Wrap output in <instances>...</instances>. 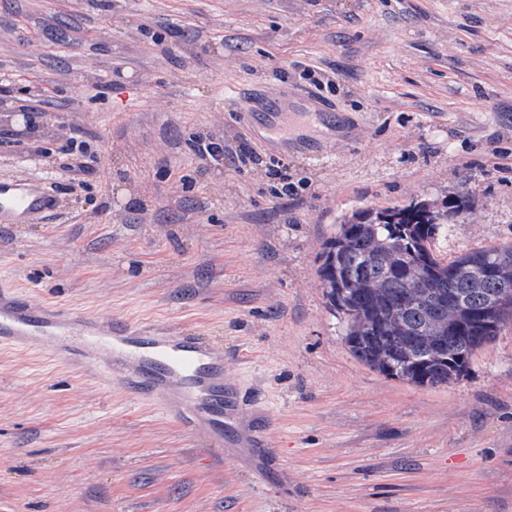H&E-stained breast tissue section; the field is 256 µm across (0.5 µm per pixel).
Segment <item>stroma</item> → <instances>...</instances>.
Wrapping results in <instances>:
<instances>
[{"mask_svg":"<svg viewBox=\"0 0 512 512\" xmlns=\"http://www.w3.org/2000/svg\"><path fill=\"white\" fill-rule=\"evenodd\" d=\"M1 79L5 107L43 93L28 126L0 121V178L60 206L0 226V283L210 336L273 465L216 466L223 444L120 384L0 352V512H512V321L420 387L351 354L318 275L362 208L461 194L435 254L512 245V0H0ZM277 85L352 136L269 154L224 91ZM73 130L102 173L72 192L53 160ZM201 134L223 164L191 151Z\"/></svg>","mask_w":512,"mask_h":512,"instance_id":"35a3bbf8","label":"stroma"}]
</instances>
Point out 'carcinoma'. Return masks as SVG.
Returning <instances> with one entry per match:
<instances>
[{"label":"carcinoma","mask_w":512,"mask_h":512,"mask_svg":"<svg viewBox=\"0 0 512 512\" xmlns=\"http://www.w3.org/2000/svg\"><path fill=\"white\" fill-rule=\"evenodd\" d=\"M466 206L450 197L440 206L419 201L362 208L323 243L319 276L328 308L343 323L349 350L371 369L419 386L447 385L498 336V325L512 320L511 245L470 251L448 263L432 250ZM422 277L429 279L424 296L408 299L407 288ZM448 303L459 307L462 328L434 346L425 340L426 329ZM394 308L393 329L366 331Z\"/></svg>","instance_id":"cac0c4a2"}]
</instances>
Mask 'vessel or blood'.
<instances>
[{
    "instance_id": "b4317fda",
    "label": "vessel or blood",
    "mask_w": 512,
    "mask_h": 512,
    "mask_svg": "<svg viewBox=\"0 0 512 512\" xmlns=\"http://www.w3.org/2000/svg\"><path fill=\"white\" fill-rule=\"evenodd\" d=\"M282 88H264L244 98L240 118L247 128L261 127V142L277 156L303 153L320 157L321 139L293 130L291 114L277 104ZM59 200L36 178L0 180V224H37ZM0 350L45 353L66 358L82 374L103 381L118 379L135 398L161 407L185 431L210 439L225 438V458L267 447L269 435L241 421L239 397L224 374V352L204 334L190 329L102 319L61 305H36L20 290L0 285Z\"/></svg>"
}]
</instances>
